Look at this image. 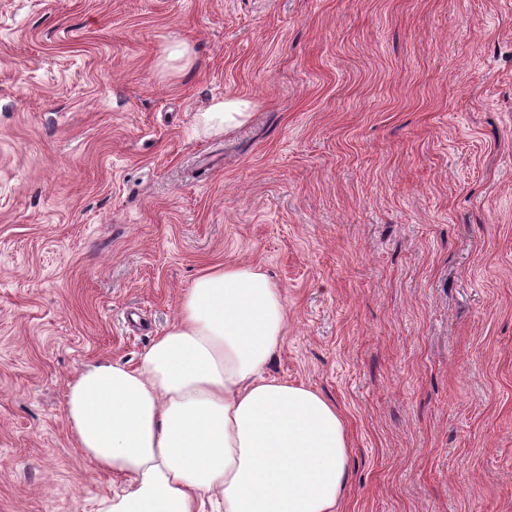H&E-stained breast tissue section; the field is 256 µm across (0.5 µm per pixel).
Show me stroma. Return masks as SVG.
<instances>
[{
	"mask_svg": "<svg viewBox=\"0 0 512 512\" xmlns=\"http://www.w3.org/2000/svg\"><path fill=\"white\" fill-rule=\"evenodd\" d=\"M234 262L342 512H512V0H0V512H100L67 383Z\"/></svg>",
	"mask_w": 512,
	"mask_h": 512,
	"instance_id": "35a3bbf8",
	"label": "stroma"
}]
</instances>
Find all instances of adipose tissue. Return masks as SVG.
<instances>
[{"label": "adipose tissue", "mask_w": 512, "mask_h": 512, "mask_svg": "<svg viewBox=\"0 0 512 512\" xmlns=\"http://www.w3.org/2000/svg\"><path fill=\"white\" fill-rule=\"evenodd\" d=\"M287 306L260 268L208 269L137 367L68 382L75 442L124 488L105 512H339L350 436L336 405L272 375Z\"/></svg>", "instance_id": "1"}]
</instances>
